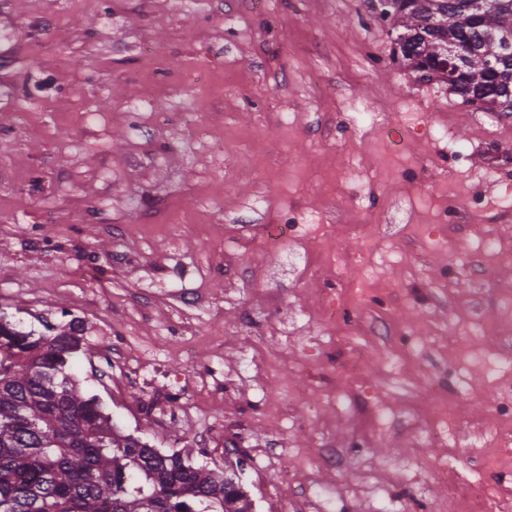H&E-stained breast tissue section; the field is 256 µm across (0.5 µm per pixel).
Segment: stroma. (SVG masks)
Listing matches in <instances>:
<instances>
[{
  "label": "stroma",
  "mask_w": 512,
  "mask_h": 512,
  "mask_svg": "<svg viewBox=\"0 0 512 512\" xmlns=\"http://www.w3.org/2000/svg\"><path fill=\"white\" fill-rule=\"evenodd\" d=\"M390 31L371 0H0V315L81 321L83 394L193 465L239 450L255 512L512 498V112Z\"/></svg>",
  "instance_id": "obj_1"
}]
</instances>
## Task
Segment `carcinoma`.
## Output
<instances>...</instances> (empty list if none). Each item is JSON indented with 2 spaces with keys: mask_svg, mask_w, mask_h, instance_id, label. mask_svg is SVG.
<instances>
[{
  "mask_svg": "<svg viewBox=\"0 0 512 512\" xmlns=\"http://www.w3.org/2000/svg\"><path fill=\"white\" fill-rule=\"evenodd\" d=\"M383 20L395 32L427 35L401 61L423 81L492 112H512V56L477 31L512 34V0H490L479 25L470 0H397ZM455 40L468 44L459 81L431 62ZM82 351L81 325L54 335L23 331L0 316V512H252L224 470L197 468L192 449L163 454L116 433L96 398L66 373Z\"/></svg>",
  "mask_w": 512,
  "mask_h": 512,
  "instance_id": "1",
  "label": "carcinoma"
}]
</instances>
